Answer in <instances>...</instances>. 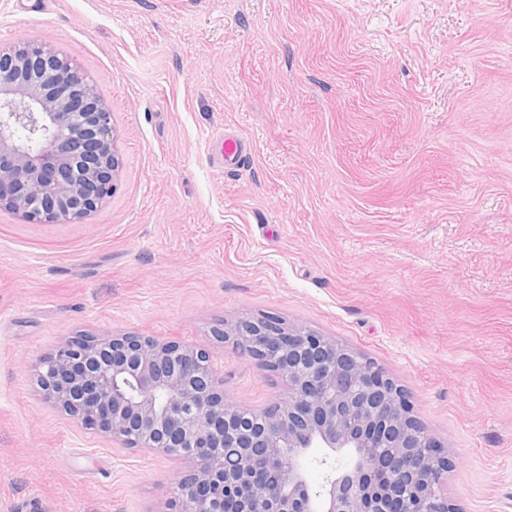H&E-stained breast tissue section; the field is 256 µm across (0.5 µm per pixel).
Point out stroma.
Returning <instances> with one entry per match:
<instances>
[{"label": "stroma", "mask_w": 512, "mask_h": 512, "mask_svg": "<svg viewBox=\"0 0 512 512\" xmlns=\"http://www.w3.org/2000/svg\"><path fill=\"white\" fill-rule=\"evenodd\" d=\"M28 37L94 79L121 172L81 220L0 211V512H179V460L67 419L35 367L154 336L261 409L282 380L212 334L261 313L379 362L455 450L451 503L512 512V0H0V44ZM219 138L223 142L221 168H234L242 158L243 144L233 135L220 134Z\"/></svg>", "instance_id": "stroma-1"}]
</instances>
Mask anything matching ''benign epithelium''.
Listing matches in <instances>:
<instances>
[{"label":"benign epithelium","instance_id":"1","mask_svg":"<svg viewBox=\"0 0 512 512\" xmlns=\"http://www.w3.org/2000/svg\"><path fill=\"white\" fill-rule=\"evenodd\" d=\"M108 104L76 63L27 39L0 45V210L67 223L112 196L119 175ZM284 379L246 430L205 348L153 336L77 334L40 359L61 414L122 448L181 460V512H454L455 451L438 445L409 393L371 358L315 330L248 317L214 331ZM329 465L311 484L308 462Z\"/></svg>","mask_w":512,"mask_h":512}]
</instances>
